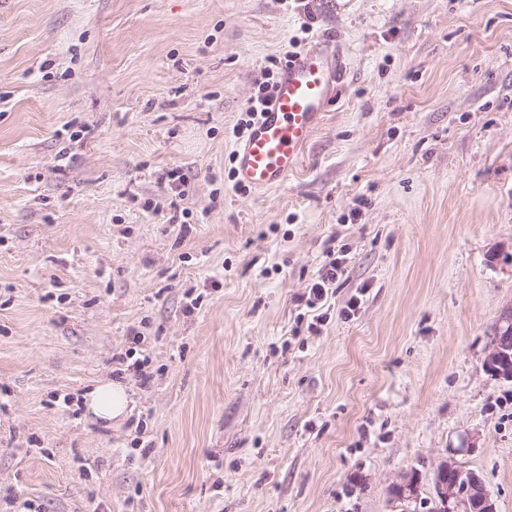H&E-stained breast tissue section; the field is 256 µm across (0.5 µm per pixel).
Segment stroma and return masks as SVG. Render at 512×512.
Here are the masks:
<instances>
[{"mask_svg": "<svg viewBox=\"0 0 512 512\" xmlns=\"http://www.w3.org/2000/svg\"><path fill=\"white\" fill-rule=\"evenodd\" d=\"M324 40L299 166L240 189L250 97ZM510 303L512 0H0V512H399L452 454L512 512ZM335 253H329L330 260L326 263L319 278L309 288L307 306L317 310L326 301L329 290L336 283V280L343 275L345 267L341 258L332 257ZM511 323H512V305L505 307L500 312V314L498 316V324L496 322L497 328L495 331L496 336H492V338H491L492 342L490 344L489 353L486 358L487 367L489 368V370L495 371L496 375H499L502 373L501 370H498V371L494 370L495 366L498 364L500 352L502 351V343H501L500 336H499L500 329H501L502 325H508ZM84 401L87 411L96 418L112 420L125 416L128 398L122 384L109 381L88 393ZM421 484V476L404 473L401 475L400 480L394 483L390 488L391 496L402 503L407 505L417 503L418 489Z\"/></svg>", "mask_w": 512, "mask_h": 512, "instance_id": "obj_1", "label": "stroma"}]
</instances>
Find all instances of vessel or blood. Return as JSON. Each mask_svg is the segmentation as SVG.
<instances>
[{
  "mask_svg": "<svg viewBox=\"0 0 512 512\" xmlns=\"http://www.w3.org/2000/svg\"><path fill=\"white\" fill-rule=\"evenodd\" d=\"M346 69L327 43L289 55L272 98L234 155L238 185L263 192L283 183L322 120Z\"/></svg>",
  "mask_w": 512,
  "mask_h": 512,
  "instance_id": "1",
  "label": "vessel or blood"
}]
</instances>
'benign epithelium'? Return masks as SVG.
<instances>
[{
	"label": "benign epithelium",
	"instance_id": "1",
	"mask_svg": "<svg viewBox=\"0 0 512 512\" xmlns=\"http://www.w3.org/2000/svg\"><path fill=\"white\" fill-rule=\"evenodd\" d=\"M434 474L432 499L436 512H497L492 494L482 476L465 468L453 457L439 462ZM421 476L404 473L390 488L391 496L402 503L412 504L418 499Z\"/></svg>",
	"mask_w": 512,
	"mask_h": 512
}]
</instances>
